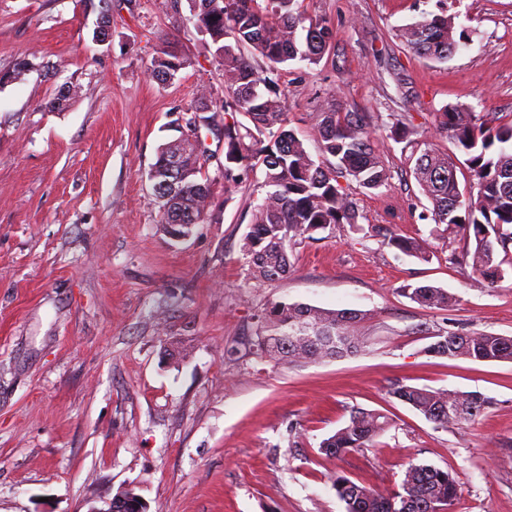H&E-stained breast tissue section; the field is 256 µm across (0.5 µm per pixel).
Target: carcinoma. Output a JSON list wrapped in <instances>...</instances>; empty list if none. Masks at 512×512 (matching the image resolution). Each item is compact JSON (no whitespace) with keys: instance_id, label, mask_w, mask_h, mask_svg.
Returning <instances> with one entry per match:
<instances>
[{"instance_id":"carcinoma-1","label":"carcinoma","mask_w":512,"mask_h":512,"mask_svg":"<svg viewBox=\"0 0 512 512\" xmlns=\"http://www.w3.org/2000/svg\"><path fill=\"white\" fill-rule=\"evenodd\" d=\"M304 0H189L190 20L209 36L215 54L224 65V188L242 183L256 165L265 167V185L270 187L254 206L241 251L249 259L253 277L259 282L282 278L290 271L288 248L335 224H347L357 232L382 237V243L400 253L427 261L426 240L403 236L377 224H362L356 190L373 192L388 188L391 171L376 152L370 127L375 117L366 112H340L326 101L319 112V135L324 156L335 162L323 167L311 158L303 141L284 129L285 112L278 75L294 61L315 64L331 46L332 29L317 16L306 13ZM401 41L416 55L444 64L470 39L467 28H456L454 18L443 10L424 12L420 19L398 30ZM187 60L171 51L154 57L149 70L163 83L172 82ZM246 115L251 126L234 118ZM390 137L412 148L407 161L421 194L431 203L429 213L435 227L463 232L473 246L455 258L468 265L490 287L497 286L512 271V119L489 118L469 106L447 105L437 116V131L451 138L466 156L477 194L462 190L456 165L419 139L413 117L393 112ZM278 131H273V128ZM270 131L273 140L261 139ZM174 162L180 175L177 213L191 232L206 223L211 207V182L203 175L205 165L197 140L187 135L160 147L156 163L148 172L156 184L166 175L160 171ZM399 292L432 309H446L452 302L448 290L434 285H406ZM362 314L328 310L306 304L279 302L261 320L253 347L256 354L275 363L340 358L358 351L363 339L358 333ZM450 331L436 336L427 352L449 359L459 357ZM464 358L481 361H512V336L489 332H467ZM390 395L411 406L435 427L472 421L487 407L480 394L469 393L456 402L427 387L396 383ZM389 427L388 418L376 410L358 409L349 422L323 439L321 453L341 458L371 446ZM344 512H416L414 500L452 512L460 495L458 476L431 465L408 468L399 488L379 493L344 475L333 479Z\"/></svg>"}]
</instances>
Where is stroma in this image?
Returning a JSON list of instances; mask_svg holds the SVG:
<instances>
[{"label":"stroma","mask_w":512,"mask_h":512,"mask_svg":"<svg viewBox=\"0 0 512 512\" xmlns=\"http://www.w3.org/2000/svg\"><path fill=\"white\" fill-rule=\"evenodd\" d=\"M304 7L335 36L318 64L286 67L280 87L315 162L328 99L343 112L413 113L461 177L465 156L436 134L437 112L512 113V0H447L470 42L440 69L397 35L436 0ZM189 15L187 0H0V512H88L127 488L148 512H344L334 474L387 492L413 464L457 474L452 512H512V362L427 352L450 330L512 336V276L491 288L451 262L465 239L430 237L428 201L382 124L372 135L391 185L358 194V208L429 238V261L339 225L295 245L287 277L256 282L241 240L265 170L225 190L224 133L204 127L210 216L186 239L165 232L148 171L199 100L224 99V67ZM170 47L188 64L163 84L147 65ZM66 86L68 107L46 109ZM408 284L455 301L421 306L400 295ZM278 302L362 313L365 343L344 358H261L250 342ZM397 382L476 392L489 407L438 429L390 396ZM358 408L390 427L343 458L321 453Z\"/></svg>","instance_id":"35a3bbf8"}]
</instances>
